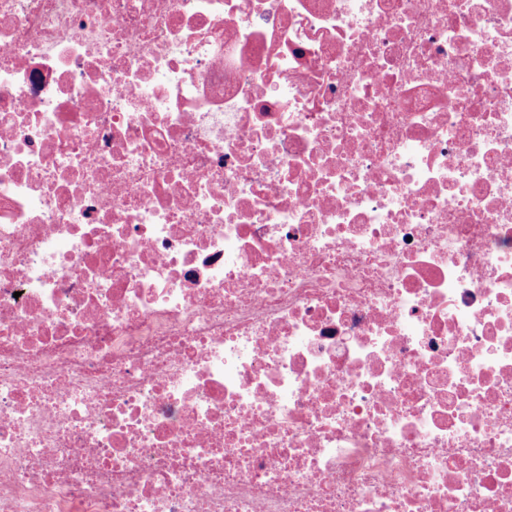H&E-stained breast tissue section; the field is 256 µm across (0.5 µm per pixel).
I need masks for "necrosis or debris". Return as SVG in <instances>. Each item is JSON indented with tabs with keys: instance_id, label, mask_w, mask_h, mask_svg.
<instances>
[{
	"instance_id": "necrosis-or-debris-1",
	"label": "necrosis or debris",
	"mask_w": 512,
	"mask_h": 512,
	"mask_svg": "<svg viewBox=\"0 0 512 512\" xmlns=\"http://www.w3.org/2000/svg\"><path fill=\"white\" fill-rule=\"evenodd\" d=\"M0 512H512V0H0Z\"/></svg>"
}]
</instances>
